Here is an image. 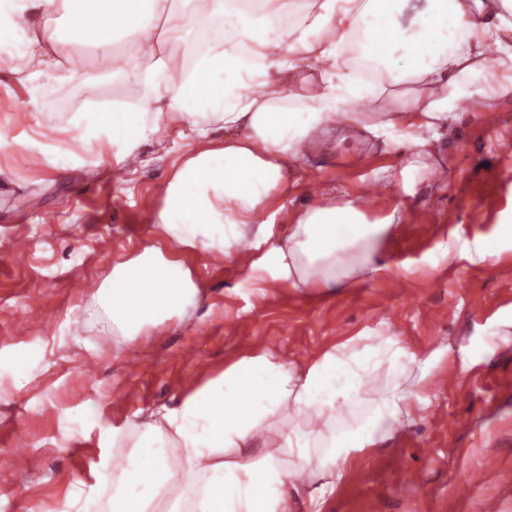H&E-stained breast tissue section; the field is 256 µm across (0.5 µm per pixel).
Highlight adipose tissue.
Here are the masks:
<instances>
[{
	"label": "adipose tissue",
	"instance_id": "ef3b65f1",
	"mask_svg": "<svg viewBox=\"0 0 512 512\" xmlns=\"http://www.w3.org/2000/svg\"><path fill=\"white\" fill-rule=\"evenodd\" d=\"M408 0H65L72 30L92 32L106 50L134 39L139 59L114 58L101 73L68 69L38 84L44 108L66 105L100 81L135 82L131 101L87 107L76 140H107L130 157L168 116L206 139L222 123L224 145L191 154L165 188L155 223L161 239L235 260L234 245L257 214L288 192V167L311 135L337 116L361 123L357 103L399 82L426 87L387 120V128L446 123L457 101L512 97V0H426L414 25ZM49 0H0V66L38 68L66 51L44 16ZM165 14L180 60L173 81L159 57L153 20ZM494 58H487V49ZM315 90L289 89L293 76ZM24 150L50 168H75L74 151L38 139L0 136V152ZM392 218L369 221L360 198L327 202L299 214L284 241L265 255L273 279L329 294L356 271L377 273ZM199 290L189 270L149 244L112 268L88 315L102 330L134 342L181 317ZM441 352L417 359L395 336L348 342L297 369L271 354H247L225 366L178 407L149 421L112 429L116 448L132 444L121 472L101 466L64 512H288L291 487L305 476L346 464L391 432L411 403L427 407L429 377ZM384 373L381 387L371 385ZM263 441L264 454L249 449Z\"/></svg>",
	"mask_w": 512,
	"mask_h": 512
}]
</instances>
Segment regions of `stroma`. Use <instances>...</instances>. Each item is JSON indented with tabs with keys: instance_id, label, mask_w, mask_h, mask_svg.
Returning <instances> with one entry per match:
<instances>
[{
	"instance_id": "1",
	"label": "stroma",
	"mask_w": 512,
	"mask_h": 512,
	"mask_svg": "<svg viewBox=\"0 0 512 512\" xmlns=\"http://www.w3.org/2000/svg\"><path fill=\"white\" fill-rule=\"evenodd\" d=\"M34 84L0 69V133L64 145L76 112L112 98V84H90L66 111L50 112ZM482 105L459 106L434 131L412 128L430 142L420 157L397 147L402 129L375 135L337 118L291 170L274 237L286 238L320 200L383 183L367 216L394 219L384 246L391 272H358L350 287L316 294L248 277L263 252L246 242L232 263L166 242L163 252L192 272L198 300L128 345L93 327L86 308L115 264L154 242L164 188L198 142L164 119L136 162L113 164L105 141L79 145L82 163L58 174L31 165L28 152L0 153V348L42 354L30 375H0V512H61L96 464L119 467L101 435L178 405L244 354L299 368L370 335L399 337L421 359L443 350L429 406L342 466L334 484L303 478L288 512H484L489 501L512 512V154L498 149L512 143V97ZM485 241L500 249L477 259Z\"/></svg>"
}]
</instances>
